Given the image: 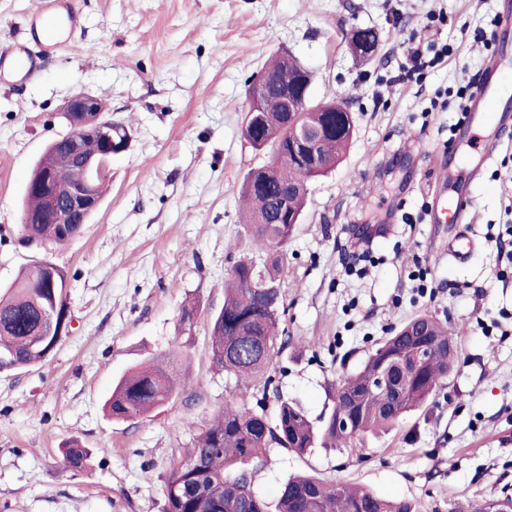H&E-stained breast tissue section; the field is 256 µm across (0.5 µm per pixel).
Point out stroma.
<instances>
[{
    "mask_svg": "<svg viewBox=\"0 0 512 512\" xmlns=\"http://www.w3.org/2000/svg\"><path fill=\"white\" fill-rule=\"evenodd\" d=\"M38 0H0V48L27 37ZM82 28L61 34L39 77L0 79V287L50 261L69 278L71 332L37 366L0 372V512H162L164 477L231 400L235 381L210 356V318L242 258L263 264L243 218L248 174L269 164L243 127L251 83L277 55L313 75L312 100L338 99L355 133L336 167L308 183L301 224L286 247L287 313L275 378L255 386L314 423L332 386L391 330L430 314L455 330L456 366L428 409L388 433L299 456L271 449L254 477L274 501L292 475L342 479L423 512L512 496V273L494 235L512 225V140L478 178L466 144L448 151L460 118L455 93L491 58L482 44L512 0H78ZM360 28L375 55L349 44ZM448 57L421 75L403 64L414 38ZM101 98L130 132L108 188L81 233L23 241L29 176L70 127L75 91ZM447 109H432L436 91ZM454 165L472 201L468 222L433 224L431 186ZM366 227L367 236L357 228ZM476 242L457 264L448 241ZM199 308L180 334L183 304ZM173 359L179 386L152 414L116 421L104 411L115 381L150 359ZM81 442L87 467L64 471L60 449Z\"/></svg>",
    "mask_w": 512,
    "mask_h": 512,
    "instance_id": "1",
    "label": "stroma"
}]
</instances>
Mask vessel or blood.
Instances as JSON below:
<instances>
[{
	"instance_id": "vessel-or-blood-1",
	"label": "vessel or blood",
	"mask_w": 512,
	"mask_h": 512,
	"mask_svg": "<svg viewBox=\"0 0 512 512\" xmlns=\"http://www.w3.org/2000/svg\"><path fill=\"white\" fill-rule=\"evenodd\" d=\"M66 18L68 28H76L80 15L74 0H39L38 10L33 15L31 26L44 31L50 30L59 18ZM42 54L29 51L24 40L0 49V74L7 71H19L23 81L35 80L42 69ZM512 67L508 60L503 41H496L493 57L479 76L475 92L471 98L466 117V128L480 125L498 129L512 125V112L499 108L497 102L512 90L502 81V73ZM430 208V219L435 224L466 223L471 210V201L465 195H458L456 202H449L442 187H435Z\"/></svg>"
}]
</instances>
